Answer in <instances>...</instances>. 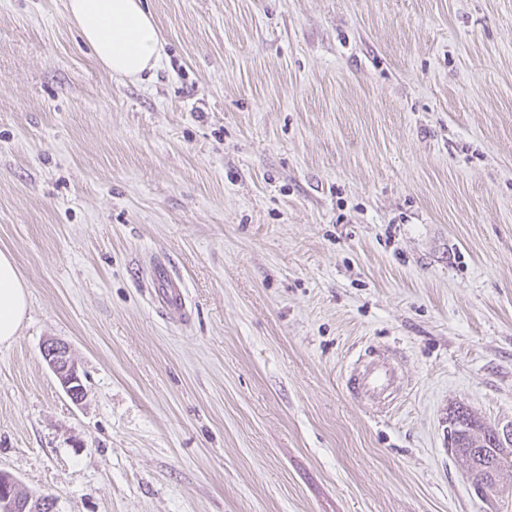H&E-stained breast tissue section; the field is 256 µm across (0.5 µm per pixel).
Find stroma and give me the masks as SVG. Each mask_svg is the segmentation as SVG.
I'll use <instances>...</instances> for the list:
<instances>
[{
	"instance_id": "stroma-1",
	"label": "stroma",
	"mask_w": 512,
	"mask_h": 512,
	"mask_svg": "<svg viewBox=\"0 0 512 512\" xmlns=\"http://www.w3.org/2000/svg\"><path fill=\"white\" fill-rule=\"evenodd\" d=\"M144 6L124 79L65 0H0V471L56 512H487L448 413L512 423V0ZM369 348L383 412L343 386ZM28 307L27 284L13 257L0 252V346L15 340ZM42 354L67 397L75 404L80 403L84 398L85 387L78 364L71 355L70 346L60 340H48Z\"/></svg>"
}]
</instances>
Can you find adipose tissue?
<instances>
[{"instance_id":"adipose-tissue-1","label":"adipose tissue","mask_w":512,"mask_h":512,"mask_svg":"<svg viewBox=\"0 0 512 512\" xmlns=\"http://www.w3.org/2000/svg\"><path fill=\"white\" fill-rule=\"evenodd\" d=\"M67 10L112 74L135 78L158 66L159 30L142 0H67ZM28 307L27 284L13 257L0 252V346L15 340Z\"/></svg>"}]
</instances>
